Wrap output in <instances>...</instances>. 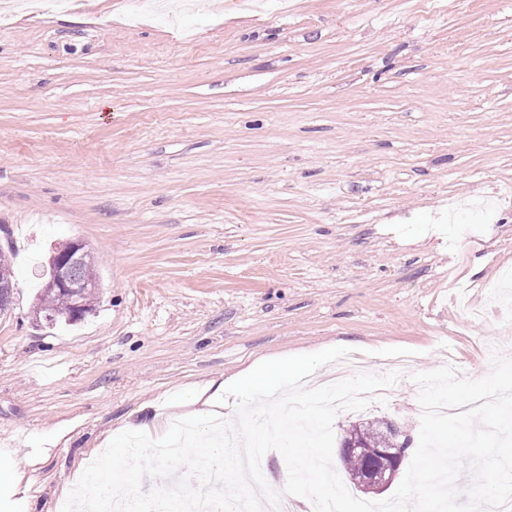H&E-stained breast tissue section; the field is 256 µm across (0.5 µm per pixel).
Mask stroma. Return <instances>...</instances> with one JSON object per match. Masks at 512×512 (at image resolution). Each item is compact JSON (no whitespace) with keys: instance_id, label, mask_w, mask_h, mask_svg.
<instances>
[{"instance_id":"obj_1","label":"stroma","mask_w":512,"mask_h":512,"mask_svg":"<svg viewBox=\"0 0 512 512\" xmlns=\"http://www.w3.org/2000/svg\"><path fill=\"white\" fill-rule=\"evenodd\" d=\"M102 288L34 309L51 249ZM0 512H58L126 423L263 359L346 347L418 435L411 376L512 351V0H77L0 23ZM73 301L66 293H45L44 288L39 300L37 310L40 312V319L46 314H57L56 319L44 320L47 324H54L59 321L76 322L78 319L69 321L66 315L74 311Z\"/></svg>"}]
</instances>
